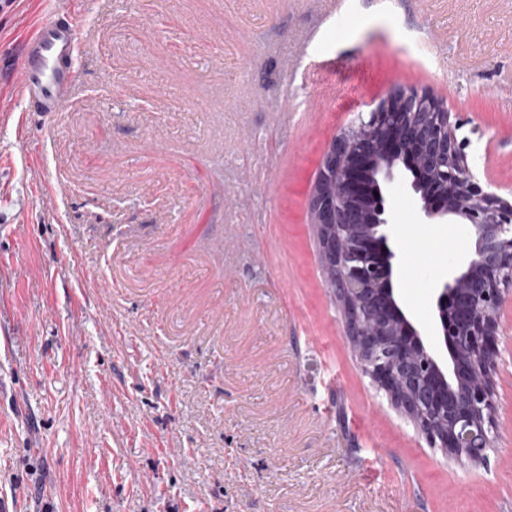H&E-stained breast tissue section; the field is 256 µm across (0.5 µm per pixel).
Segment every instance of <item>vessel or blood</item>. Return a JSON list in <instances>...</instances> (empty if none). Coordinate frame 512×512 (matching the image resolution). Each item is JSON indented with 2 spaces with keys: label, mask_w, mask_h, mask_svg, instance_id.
<instances>
[{
  "label": "vessel or blood",
  "mask_w": 512,
  "mask_h": 512,
  "mask_svg": "<svg viewBox=\"0 0 512 512\" xmlns=\"http://www.w3.org/2000/svg\"><path fill=\"white\" fill-rule=\"evenodd\" d=\"M86 18L85 0H64L29 27L14 83L23 112L52 115L68 100L82 54L80 29Z\"/></svg>",
  "instance_id": "1"
}]
</instances>
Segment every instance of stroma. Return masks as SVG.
I'll list each match as a JSON object with an SVG mask.
<instances>
[{"label": "stroma", "mask_w": 512, "mask_h": 512, "mask_svg": "<svg viewBox=\"0 0 512 512\" xmlns=\"http://www.w3.org/2000/svg\"><path fill=\"white\" fill-rule=\"evenodd\" d=\"M0 10L5 512H512V296L483 462L363 374L308 198L328 145L429 89L512 199V0H96L69 101L22 116ZM393 213L406 311L469 240Z\"/></svg>", "instance_id": "obj_1"}]
</instances>
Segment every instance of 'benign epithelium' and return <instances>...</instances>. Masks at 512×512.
<instances>
[{
  "label": "benign epithelium",
  "mask_w": 512,
  "mask_h": 512,
  "mask_svg": "<svg viewBox=\"0 0 512 512\" xmlns=\"http://www.w3.org/2000/svg\"><path fill=\"white\" fill-rule=\"evenodd\" d=\"M455 131L443 101L394 87L332 140L308 209L363 371L430 447L478 462L497 432L495 358L500 307L512 291V202L483 190ZM397 183L426 219L455 224L471 241L467 259L436 278L433 343L394 285L402 265L391 223ZM358 307L373 312L366 326L353 317Z\"/></svg>",
  "instance_id": "7a95c632"
}]
</instances>
